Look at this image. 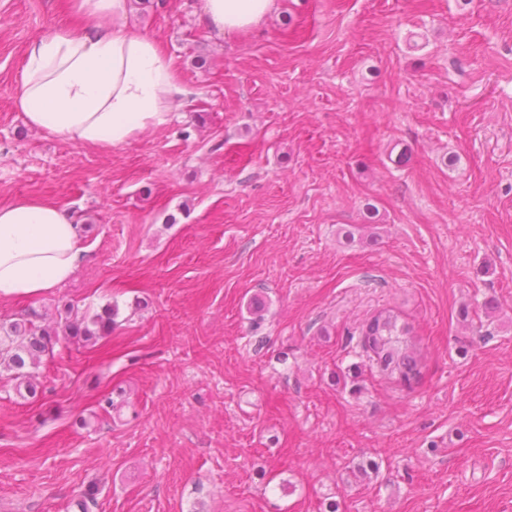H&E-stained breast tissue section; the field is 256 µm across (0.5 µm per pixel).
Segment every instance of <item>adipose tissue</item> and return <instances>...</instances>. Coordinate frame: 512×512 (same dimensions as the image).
I'll return each instance as SVG.
<instances>
[{"label": "adipose tissue", "mask_w": 512, "mask_h": 512, "mask_svg": "<svg viewBox=\"0 0 512 512\" xmlns=\"http://www.w3.org/2000/svg\"><path fill=\"white\" fill-rule=\"evenodd\" d=\"M86 24L31 41L16 107L27 125L85 146L122 145L162 127L190 95L174 62L128 23V0H70ZM277 0H203L202 21L217 34L263 23ZM88 248L58 203L24 198L0 205V301L44 294L69 281Z\"/></svg>", "instance_id": "ef3b65f1"}]
</instances>
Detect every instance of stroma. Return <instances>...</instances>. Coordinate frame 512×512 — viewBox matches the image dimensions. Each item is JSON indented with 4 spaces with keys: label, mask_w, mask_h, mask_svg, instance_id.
Masks as SVG:
<instances>
[{
    "label": "stroma",
    "mask_w": 512,
    "mask_h": 512,
    "mask_svg": "<svg viewBox=\"0 0 512 512\" xmlns=\"http://www.w3.org/2000/svg\"><path fill=\"white\" fill-rule=\"evenodd\" d=\"M66 2L0 0V204L57 202L90 253L0 322L117 315L42 356L36 397L0 367V512L92 484L90 512H512V0H278L221 37L202 0H131L191 95L107 149L15 106L27 44L82 29ZM384 308L413 389L355 340ZM114 313L111 306H106L101 312L93 316L79 318L76 314L66 319L61 335L66 339H73L85 344L95 343L99 338L112 332Z\"/></svg>",
    "instance_id": "1"
}]
</instances>
